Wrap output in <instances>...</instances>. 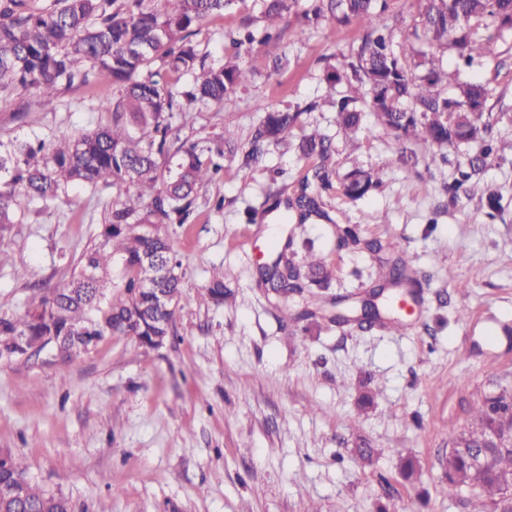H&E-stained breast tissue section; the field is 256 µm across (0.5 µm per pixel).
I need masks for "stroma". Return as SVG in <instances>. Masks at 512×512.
I'll return each mask as SVG.
<instances>
[{
	"label": "stroma",
	"mask_w": 512,
	"mask_h": 512,
	"mask_svg": "<svg viewBox=\"0 0 512 512\" xmlns=\"http://www.w3.org/2000/svg\"><path fill=\"white\" fill-rule=\"evenodd\" d=\"M248 12L239 5L195 26L207 64L236 54L227 35ZM361 36L355 21H328L301 38L286 27L287 69L274 71L262 47L243 53L252 82L180 129L194 141L229 126L246 146L261 119L257 102L298 109L304 129L330 137L333 175L330 188L312 183L320 161L302 157L293 138L265 147L251 166L225 161L199 189L190 223L167 229L190 299L163 347L115 335L72 360L51 345L0 359V454L22 457L71 512H468L442 494L440 462L483 396L512 389V39L499 42L497 59L465 68L454 49L443 52L462 79L490 86L499 150L455 195L460 152L420 140L402 164L369 113L345 139L332 105L341 92L323 71ZM110 84L102 74L49 100L1 91L0 141L49 143L110 124L99 107ZM369 167L379 168V185L346 197L344 174ZM305 186L324 216L302 223L273 209ZM488 187L498 210L485 205ZM111 204L108 188L72 186L47 203L16 190L20 221L0 230V317H21L32 297L71 277ZM310 248L330 271L328 287L286 301L260 287L261 267L282 252L302 265ZM395 259L416 281L406 326L334 323L337 298L364 297ZM216 269L232 293L219 306L204 291ZM306 309L313 317L303 318ZM367 384L374 400L365 407ZM363 441L376 450L372 463L356 452ZM403 456L418 464L414 482L399 473Z\"/></svg>",
	"instance_id": "obj_1"
}]
</instances>
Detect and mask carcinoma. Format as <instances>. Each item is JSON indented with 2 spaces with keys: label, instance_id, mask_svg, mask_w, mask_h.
Returning a JSON list of instances; mask_svg holds the SVG:
<instances>
[{
  "label": "carcinoma",
  "instance_id": "obj_1",
  "mask_svg": "<svg viewBox=\"0 0 512 512\" xmlns=\"http://www.w3.org/2000/svg\"><path fill=\"white\" fill-rule=\"evenodd\" d=\"M252 2L258 19L266 21L261 33L245 32L235 41L241 46H269L281 38V23L288 22L294 0H173L170 9H146L143 0H53L42 12H33L27 0H0V90L8 86L33 89L51 97L62 86H85L99 72L112 79L111 93L100 94L101 106L112 112V125L65 137L55 144L0 141V224L15 223L10 201L20 187L32 199L56 200L70 185L112 188L115 199L101 225L97 241L85 252L72 279L33 299L23 318L0 319V359L23 357L42 336H52L67 356L90 351L104 337L132 336L142 346L160 331L172 335L175 312L162 313L156 300L163 293L176 306L188 299L179 272L181 262L169 238L144 233L141 226L157 228L183 225L193 215L195 193L224 168V159L236 154L234 132L207 142L174 146L173 122H192L195 112L211 104L222 106L249 79L240 61L206 65L191 35L193 27L214 14ZM419 26L414 37L426 46L414 58L393 48L383 13L388 0H311L299 20L298 35L326 18L339 23L357 20L364 25L361 42L351 47L325 72V80L345 85L362 98L344 95L334 102L336 122L346 133L362 122L358 102L372 112L376 123L401 144L399 160L412 156L407 145L429 141L440 148L457 149L479 144V153L465 154L461 179L449 187L456 194L465 182L480 174L494 148L488 143L492 94L481 81H463L458 72L442 65L438 49L450 45L459 58H494L497 42L512 34V0H421ZM189 77L174 95L164 75ZM448 84L454 93H444ZM263 117L256 127L245 163L259 160L264 146L285 143L299 126L301 113L288 112L265 102L257 104ZM331 143L313 130L299 139L298 150L323 164L314 172L321 186L331 182L324 161ZM378 185L372 169H354L344 183V194L363 197ZM300 221L321 214L318 197L301 192L286 201ZM122 276L121 297L111 300L107 291L113 265ZM314 283L329 276L326 265L311 253L307 272L290 260L262 278L278 284L277 295L286 297L300 287L301 277ZM414 278L405 267L389 270L380 287L411 288ZM205 291L216 305L231 295L224 275L216 273ZM512 426V390L489 393L468 430L451 436V448L442 461V490L452 496L468 491L476 497L472 512H512V447L488 448L494 430ZM465 441L468 448L458 447ZM483 450L486 465L473 470L470 448ZM0 512H70L68 501L33 485L27 467L16 458L0 456Z\"/></svg>",
  "mask_w": 512,
  "mask_h": 512
}]
</instances>
